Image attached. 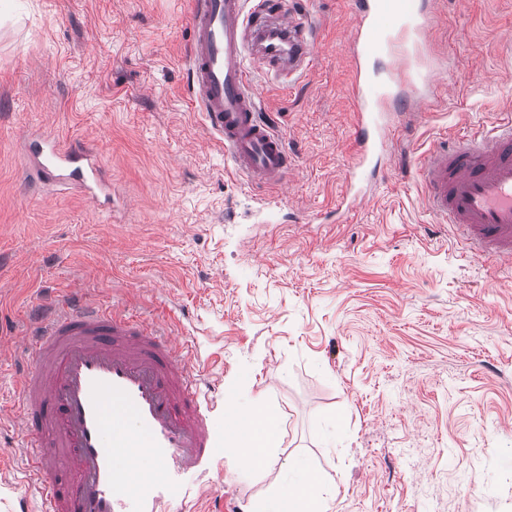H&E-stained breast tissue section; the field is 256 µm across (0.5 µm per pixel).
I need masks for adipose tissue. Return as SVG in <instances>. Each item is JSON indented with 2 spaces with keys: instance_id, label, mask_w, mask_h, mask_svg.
<instances>
[{
  "instance_id": "1",
  "label": "adipose tissue",
  "mask_w": 512,
  "mask_h": 512,
  "mask_svg": "<svg viewBox=\"0 0 512 512\" xmlns=\"http://www.w3.org/2000/svg\"><path fill=\"white\" fill-rule=\"evenodd\" d=\"M224 442L235 450L245 468H254L280 443V419L277 414L257 409L228 415ZM332 489L302 459L288 466L287 482L264 499L255 512H328Z\"/></svg>"
}]
</instances>
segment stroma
Here are the masks:
<instances>
[{
    "instance_id": "stroma-1",
    "label": "stroma",
    "mask_w": 512,
    "mask_h": 512,
    "mask_svg": "<svg viewBox=\"0 0 512 512\" xmlns=\"http://www.w3.org/2000/svg\"><path fill=\"white\" fill-rule=\"evenodd\" d=\"M289 2L318 49L301 75L255 74L294 157L259 190L187 99L192 0H0V406L31 307L79 290L213 360L214 446L166 512H254L295 457L331 482L328 512H512V264L466 254L412 175L437 138L512 112V0H438V99L345 215L352 2ZM32 133L92 149L111 209L28 183ZM230 405L281 414L258 467L224 446ZM21 439L0 417V512H39L15 484Z\"/></svg>"
}]
</instances>
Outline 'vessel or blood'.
Returning <instances> with one entry per match:
<instances>
[{"instance_id":"1","label":"vessel or blood","mask_w":512,"mask_h":512,"mask_svg":"<svg viewBox=\"0 0 512 512\" xmlns=\"http://www.w3.org/2000/svg\"><path fill=\"white\" fill-rule=\"evenodd\" d=\"M353 10L357 159L347 206L376 181L393 119L427 97L437 72L427 54L434 0H353ZM190 25L192 105L235 175L254 187L282 183L292 157L260 112L253 72L303 69L316 48L312 28L263 0H194ZM30 150L38 180L72 183L94 203L106 194L89 148L52 138ZM415 172L432 214L473 254L512 260V117L491 134L438 141ZM24 338L31 361L14 419L22 480L38 486L40 512H160L210 453V387L196 350L165 324L79 292L38 308Z\"/></svg>"}]
</instances>
